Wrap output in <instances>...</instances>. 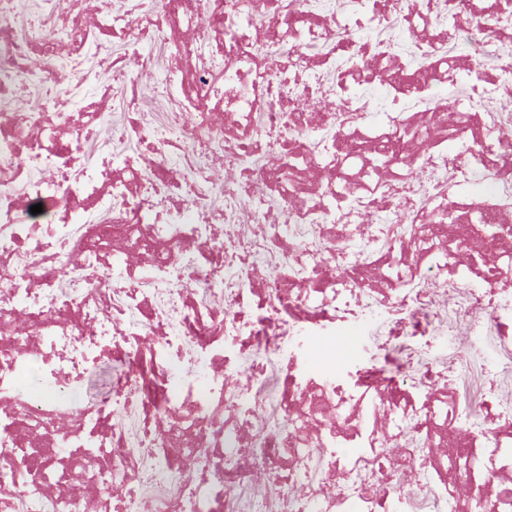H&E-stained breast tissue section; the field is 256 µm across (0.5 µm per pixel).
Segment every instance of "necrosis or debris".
Wrapping results in <instances>:
<instances>
[{
  "instance_id": "necrosis-or-debris-1",
  "label": "necrosis or debris",
  "mask_w": 512,
  "mask_h": 512,
  "mask_svg": "<svg viewBox=\"0 0 512 512\" xmlns=\"http://www.w3.org/2000/svg\"><path fill=\"white\" fill-rule=\"evenodd\" d=\"M194 2L20 30L0 0V503L512 512V0ZM445 28L495 56L494 76L480 60L453 75L460 123L437 102ZM117 33L128 57L147 43L178 61L163 122L139 113V69L112 67L118 137L163 162H81L101 115L60 111L48 86L56 45ZM22 89L32 111L14 109ZM143 244L154 256L133 262ZM375 313L389 345L486 330L499 363L420 351L409 383L315 364ZM105 356L124 371L82 402ZM33 370L41 388L23 389Z\"/></svg>"
}]
</instances>
